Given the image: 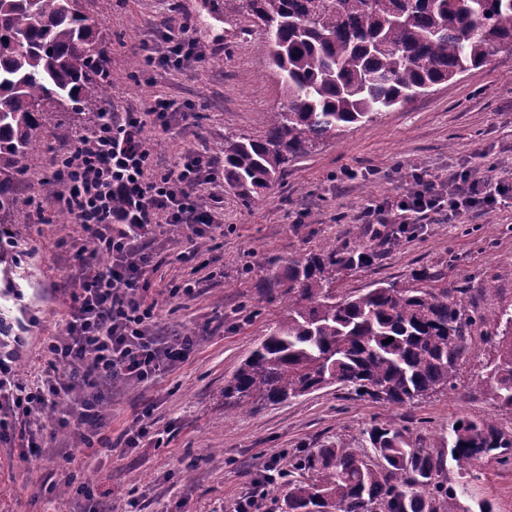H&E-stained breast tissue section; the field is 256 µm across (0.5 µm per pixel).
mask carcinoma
<instances>
[{
  "instance_id": "cac0c4a2",
  "label": "carcinoma",
  "mask_w": 512,
  "mask_h": 512,
  "mask_svg": "<svg viewBox=\"0 0 512 512\" xmlns=\"http://www.w3.org/2000/svg\"><path fill=\"white\" fill-rule=\"evenodd\" d=\"M259 24L268 67L286 96L265 135H224V182L245 200L270 188L288 163L357 123L459 80L512 52V0H239ZM110 57L80 0H0V224L17 208L31 154L66 137L67 113L89 129L107 113ZM373 253L334 243L288 262L269 284L288 306L224 383V406L277 404L336 386L357 397L406 404L448 386L485 317L467 312L462 288L378 283L336 293V275ZM498 354L487 373L497 408L512 413V310L493 318ZM392 342H387L388 338ZM449 452L460 468L483 456L512 460V434L491 419L461 417ZM371 453L323 445L289 459L280 512H466L440 482L445 456L414 448L406 428L379 423ZM297 471L311 474L293 479ZM448 501L440 511L435 497Z\"/></svg>"
}]
</instances>
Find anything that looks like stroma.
Returning <instances> with one entry per match:
<instances>
[{
	"label": "stroma",
	"instance_id": "obj_1",
	"mask_svg": "<svg viewBox=\"0 0 512 512\" xmlns=\"http://www.w3.org/2000/svg\"><path fill=\"white\" fill-rule=\"evenodd\" d=\"M111 57L109 95L100 107L116 114L145 112L158 96L192 113L191 122L163 127L147 121L154 168L164 172L190 151L214 162V173L197 189L218 229L196 236L176 227L153 244L156 267L151 296L158 303L162 335L194 333L201 341L189 359L156 380L113 386L101 416L85 425L93 445L75 462L67 456L72 434L46 416L41 448L0 443V512H86L93 492L105 512H235L254 494L259 512H278L288 455L299 448L335 444L368 449L364 433L373 424L409 429L416 447L436 449L443 432L460 416L486 417L512 431V413L495 407L480 383L496 357L494 314L512 307V203L488 207L448 224L431 218L402 245H386L370 263L342 273L340 293L364 292L378 282L407 285L414 273H433L438 287L465 288L470 312L486 316L476 330L451 387L405 405L359 399L330 387L288 402L224 414V383L281 316V289L263 287L272 270L319 252L327 242L368 246L370 226L359 215L366 203L404 194L410 160L444 177L456 169L478 170L489 183L512 186V54L454 83L437 86L405 108L357 123L292 162L283 180L244 201L224 184V135L263 136L267 119L285 102L268 69L263 30L234 8L232 0H82ZM187 26L204 53L164 71L152 65L148 48H162L166 29ZM52 149L37 153L19 187L22 205L12 216L24 234L20 264L40 291L29 327L30 344L20 351L22 377L41 366L40 340L59 335L69 293L64 277L86 244L81 225L56 224L54 196L43 190ZM47 223H38L37 211ZM219 258L222 269L208 277L203 260ZM200 282L186 298H170L171 283ZM151 424L159 442L123 447L122 434ZM278 478L266 484L268 470ZM469 512L490 502L494 512H512V465L486 456L470 468Z\"/></svg>",
	"mask_w": 512,
	"mask_h": 512
}]
</instances>
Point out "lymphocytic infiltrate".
<instances>
[{"mask_svg":"<svg viewBox=\"0 0 512 512\" xmlns=\"http://www.w3.org/2000/svg\"><path fill=\"white\" fill-rule=\"evenodd\" d=\"M144 120L128 113L124 122L107 120L77 137L56 195L94 243L89 257L79 258L70 279L73 288L60 335L42 346L43 368L23 380L14 365L15 352L0 342V440L9 438L16 422L28 426L26 445L38 447L41 420L57 413L60 427L84 440V425L100 415L113 382L141 384L155 380L185 361L198 337L156 335L160 314L150 299L153 252L161 229L184 225L195 234L216 228L211 210L196 189L211 168L199 152L187 153L172 169L151 174L153 143L144 137ZM420 185L405 195L373 201L360 214L363 223L384 233L440 214L448 222L474 208L496 203L481 195L483 179L476 171L449 174L447 189L428 172L414 173ZM126 201L122 214L113 199Z\"/></svg>","mask_w":512,"mask_h":512,"instance_id":"f902f5d3","label":"lymphocytic infiltrate"}]
</instances>
